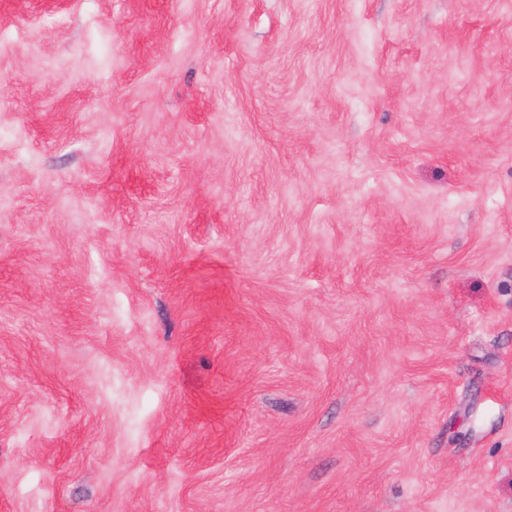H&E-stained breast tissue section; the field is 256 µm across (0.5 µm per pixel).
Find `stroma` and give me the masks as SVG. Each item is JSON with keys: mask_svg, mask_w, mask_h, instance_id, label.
<instances>
[{"mask_svg": "<svg viewBox=\"0 0 512 512\" xmlns=\"http://www.w3.org/2000/svg\"><path fill=\"white\" fill-rule=\"evenodd\" d=\"M0 512H512V0H0Z\"/></svg>", "mask_w": 512, "mask_h": 512, "instance_id": "stroma-1", "label": "stroma"}]
</instances>
